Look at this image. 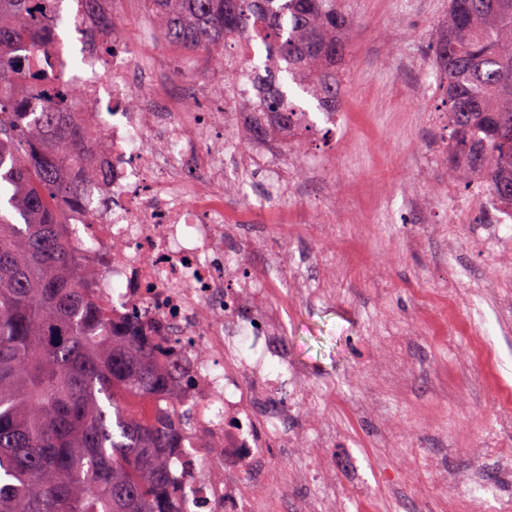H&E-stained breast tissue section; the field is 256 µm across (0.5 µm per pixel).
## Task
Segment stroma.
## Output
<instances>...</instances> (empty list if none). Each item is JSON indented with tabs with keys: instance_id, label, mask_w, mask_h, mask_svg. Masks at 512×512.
Instances as JSON below:
<instances>
[{
	"instance_id": "stroma-1",
	"label": "stroma",
	"mask_w": 512,
	"mask_h": 512,
	"mask_svg": "<svg viewBox=\"0 0 512 512\" xmlns=\"http://www.w3.org/2000/svg\"><path fill=\"white\" fill-rule=\"evenodd\" d=\"M346 2L343 128L319 121L297 134L299 193L268 204L258 179L247 186L260 210L308 226L288 245L308 290L293 302L288 363L266 371L303 381L316 406L336 384L326 407L335 469L321 470L307 433L272 458L298 475L288 496L299 512H360L370 497L383 512H512V232L478 223L463 183L449 193L419 169L448 138L431 62L448 0ZM121 11L135 52L165 60L160 83L223 82L202 53L142 39V0ZM408 57L421 68L405 71ZM409 192L430 223H407ZM440 224L460 246L437 236ZM330 267L339 278L323 296Z\"/></svg>"
}]
</instances>
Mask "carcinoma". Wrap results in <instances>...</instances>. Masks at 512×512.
<instances>
[{"mask_svg": "<svg viewBox=\"0 0 512 512\" xmlns=\"http://www.w3.org/2000/svg\"><path fill=\"white\" fill-rule=\"evenodd\" d=\"M169 42L214 54L259 36L269 112L301 108L292 83L336 111L352 21L345 0H146ZM62 0H0V512H182L171 462L184 426L154 404L168 373L164 340L112 320L68 215L98 174L104 137L79 127L52 79L47 33ZM36 52L43 65L28 68ZM457 179L484 178L512 208V0H448L433 46Z\"/></svg>", "mask_w": 512, "mask_h": 512, "instance_id": "cac0c4a2", "label": "carcinoma"}]
</instances>
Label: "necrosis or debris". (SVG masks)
I'll return each instance as SVG.
<instances>
[{
	"label": "necrosis or debris",
	"mask_w": 512,
	"mask_h": 512,
	"mask_svg": "<svg viewBox=\"0 0 512 512\" xmlns=\"http://www.w3.org/2000/svg\"><path fill=\"white\" fill-rule=\"evenodd\" d=\"M72 25L82 44L70 64L62 41L51 52L59 88L78 121L102 134L106 176L84 180L82 205L63 200L73 224L72 245L89 256L100 300L115 318L138 316L149 330L180 343L161 406L191 411L185 449L172 463L184 490L183 512H288L287 472L269 462L273 448L292 447L295 427L323 433L324 421L295 379L263 373L268 358L286 359L287 303L278 283L303 291L286 258L258 247L269 233L297 236L296 225H258L252 211L224 203L233 172L259 177L272 197L294 193L284 156L268 145L288 137L265 111L258 85L239 87L235 111L201 120L186 111L200 89L171 100L156 84L134 79L156 73L160 59L135 58L115 0H79ZM216 127L251 130L250 140L225 152ZM239 274H230V267ZM248 341L242 359L236 340ZM256 494L243 495V481Z\"/></svg>",
	"instance_id": "1"
}]
</instances>
